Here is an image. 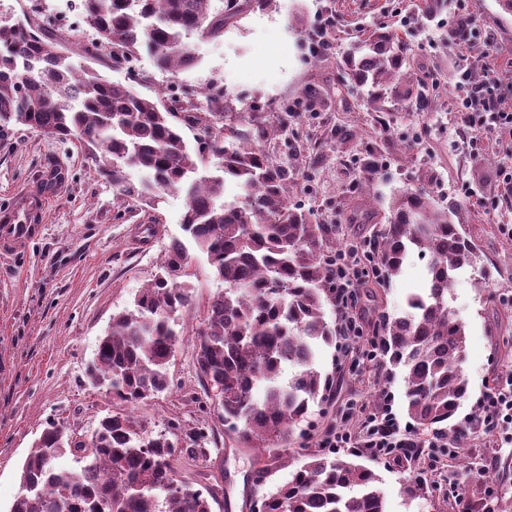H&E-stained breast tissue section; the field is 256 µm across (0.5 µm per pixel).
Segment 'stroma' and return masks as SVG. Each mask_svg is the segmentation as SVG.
<instances>
[{
  "label": "stroma",
  "mask_w": 512,
  "mask_h": 512,
  "mask_svg": "<svg viewBox=\"0 0 512 512\" xmlns=\"http://www.w3.org/2000/svg\"><path fill=\"white\" fill-rule=\"evenodd\" d=\"M64 0H0V16L14 22L36 15L56 25L61 44L75 62L97 35L79 10ZM422 0H274L242 15L218 40L191 37L197 63L177 74L157 70L141 50L131 60L103 57L96 68L110 82L149 95L160 105L207 109L208 96L223 98L228 112L287 114L288 138L298 142L294 200L317 221L336 227L337 238L361 253L362 274L348 301L355 335L321 346L317 367L333 378L327 401L311 403L297 424L293 448L319 450L332 430L359 434L373 415L387 410L401 431L421 441L418 453L394 450L376 455L364 448L354 460L372 469L386 512H512V444L492 431L468 433L458 448L434 447L435 428L412 421L404 403L400 370H386L366 357L381 315H397L406 298L425 286L426 262L412 257L391 284L379 285L366 245L389 214L392 194L424 189L436 202L457 203L461 222L491 276L476 285L461 272L449 304L466 331L463 365L469 397L457 413L472 419L481 400L512 375V239L500 227L512 225V195L501 194L500 172L512 166V143L480 132L462 138L452 106L460 96L455 80L460 57L480 58L485 45L471 41L448 46V28L457 17L456 0L424 20ZM479 31L498 44L491 63L512 72V15L497 0H466ZM335 26L329 45L312 52L307 32L319 18ZM380 24L397 29L411 49V67L440 85L427 107L370 112L365 92L352 84L343 60L354 41ZM377 167L369 192L355 190L366 157ZM61 173L44 224L23 255L0 257V512L19 495L20 466L34 440L50 422L77 436L90 434L109 414H130L138 432L165 434L183 452L173 458L177 481L217 496L212 512H257L262 496L287 483L289 466L243 443L221 417L195 368L197 333L208 298L224 285L204 255L193 253L190 282L195 302L179 311L182 332L169 367L171 384L146 404L129 408L85 374L113 314L130 306L153 279L165 249L182 237L183 194H166L155 208L132 202L96 177L91 158L78 141H60L25 126H0V206L20 190H40L50 170ZM205 440H195L197 432ZM202 445L206 455H189Z\"/></svg>",
  "instance_id": "stroma-1"
}]
</instances>
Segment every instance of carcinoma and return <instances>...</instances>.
<instances>
[{"label":"carcinoma","instance_id":"cac0c4a2","mask_svg":"<svg viewBox=\"0 0 512 512\" xmlns=\"http://www.w3.org/2000/svg\"><path fill=\"white\" fill-rule=\"evenodd\" d=\"M80 0L83 17L101 43L113 42L127 59L145 48L157 69L176 74L196 63L188 39L224 37V26L273 0ZM45 22L0 23V124L39 129L56 139L77 140L95 174L124 195L155 206L182 191L184 239L166 249L155 278L116 313L87 368L89 379L129 406L169 387L168 368L180 341L174 315L193 302L188 248L206 256L224 291L207 302L195 350L196 368L222 392V418L231 430L291 465L287 448L310 404L325 398L330 378L316 367L320 345L336 338L326 311L336 303L331 260L336 227L321 224L292 201L293 169L274 148L285 122L271 113L175 112L152 97L109 82L95 68L75 67ZM408 45L382 25L346 57L349 77L371 87L375 102L423 87L407 64ZM224 121V137L190 147L181 126ZM218 159L219 176H198L205 155ZM143 178L131 181L126 169ZM228 182L240 188L224 197ZM390 220L378 234L374 258L382 281L398 277L411 256L427 255V287L407 298L400 316L379 325L384 356L405 376V406L423 426L444 425L464 437L455 422L469 396L464 376L466 333L448 306L459 272L469 269L481 285L488 269L478 265L475 245L455 222L458 211L439 207L423 190H402L389 204ZM294 369L281 380L284 366ZM263 387V398L255 389ZM80 470H60L64 453ZM179 448L166 435L145 437L128 416L99 420L90 436H73L47 424L24 460L21 493L10 512H211L209 499L180 484L170 460ZM376 474L363 464L322 450L302 460L292 479L261 500L260 512H386Z\"/></svg>","mask_w":512,"mask_h":512}]
</instances>
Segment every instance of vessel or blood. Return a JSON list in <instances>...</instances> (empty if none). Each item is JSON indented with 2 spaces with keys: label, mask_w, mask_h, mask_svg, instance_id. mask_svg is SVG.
Here are the masks:
<instances>
[{
  "label": "vessel or blood",
  "mask_w": 512,
  "mask_h": 512,
  "mask_svg": "<svg viewBox=\"0 0 512 512\" xmlns=\"http://www.w3.org/2000/svg\"><path fill=\"white\" fill-rule=\"evenodd\" d=\"M52 191L24 192L12 199L11 205L0 209V252L22 250L43 222Z\"/></svg>",
  "instance_id": "b4317fda"
}]
</instances>
